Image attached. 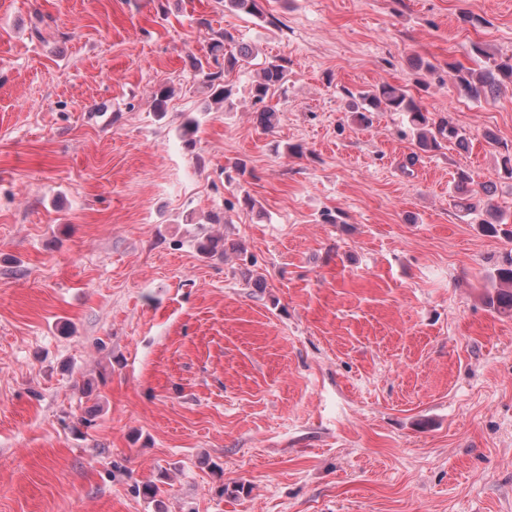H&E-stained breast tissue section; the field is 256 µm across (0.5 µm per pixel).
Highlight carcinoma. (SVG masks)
Instances as JSON below:
<instances>
[{"label":"carcinoma","instance_id":"cac0c4a2","mask_svg":"<svg viewBox=\"0 0 512 512\" xmlns=\"http://www.w3.org/2000/svg\"><path fill=\"white\" fill-rule=\"evenodd\" d=\"M235 38L228 31H214L210 38L209 58L212 62L204 65L197 63L201 81L215 90L214 100L228 102L233 96V88L225 84L226 73L234 70L240 61L251 57L250 50L240 47L232 50ZM457 87L469 97L480 100L488 99L506 82L512 84V56H508L493 67L479 73L460 64H451ZM288 60L280 57L262 63L258 80L251 87L254 103L262 105L257 112L258 124L266 130L272 129L277 122V113L265 105L266 99L286 82ZM356 118L361 123H368L370 112H400L407 121L410 131L417 138V145L423 151H438L449 143L463 146L468 142L464 130L458 127L447 115L438 118L428 112L405 90L388 84L369 87L353 95ZM198 251L205 257L224 255V239L209 236L197 245ZM499 289L489 299L490 305L501 312L512 314V258L496 269Z\"/></svg>","mask_w":512,"mask_h":512}]
</instances>
